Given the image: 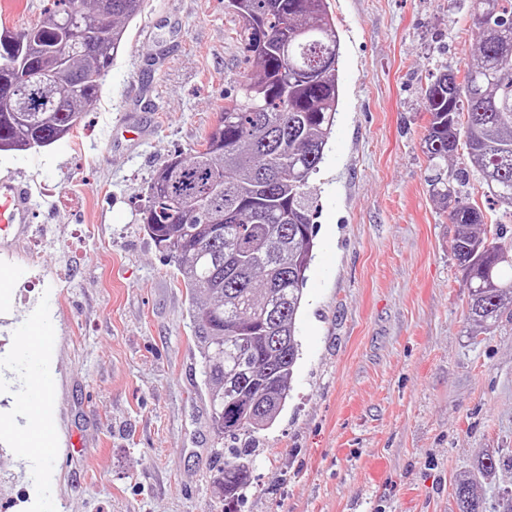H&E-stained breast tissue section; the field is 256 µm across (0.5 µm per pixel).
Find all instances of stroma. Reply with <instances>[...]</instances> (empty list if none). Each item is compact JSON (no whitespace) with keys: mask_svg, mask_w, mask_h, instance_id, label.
<instances>
[{"mask_svg":"<svg viewBox=\"0 0 512 512\" xmlns=\"http://www.w3.org/2000/svg\"><path fill=\"white\" fill-rule=\"evenodd\" d=\"M341 42L336 124L316 174L314 259L288 401L256 438L251 485L225 502L190 297L140 211L190 156L245 70L224 0H146L73 135L0 154L34 191L32 230L0 252V512H453L472 478L512 498V323L477 334L424 153L426 86L466 71L470 0H328ZM60 336L62 421L80 452L43 465L16 436L30 377L18 336ZM498 462L488 478L478 460Z\"/></svg>","mask_w":512,"mask_h":512,"instance_id":"35a3bbf8","label":"stroma"}]
</instances>
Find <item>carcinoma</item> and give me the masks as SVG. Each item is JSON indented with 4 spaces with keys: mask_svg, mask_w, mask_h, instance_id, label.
I'll return each mask as SVG.
<instances>
[{
    "mask_svg": "<svg viewBox=\"0 0 512 512\" xmlns=\"http://www.w3.org/2000/svg\"><path fill=\"white\" fill-rule=\"evenodd\" d=\"M55 0L37 24L0 27L14 68L0 67V152L40 148L70 136L95 101L145 0ZM251 69L242 95L193 156L170 158L151 178L142 221L177 263L191 298L204 386L217 443L218 486L233 501L250 484L252 449L233 445L272 424L299 359L296 318L313 257L315 228L305 187L317 173L339 97L340 39L327 0H225ZM476 63L425 89V154L433 196L457 232L451 252L469 290L468 319L483 332L509 315L512 247L478 227L484 212L464 194L467 167L449 165L459 146L487 193L512 209V0H474ZM98 40L89 61L77 33ZM37 67L69 78L28 83ZM223 187L217 193L213 186ZM182 219L169 223V211ZM456 512H485L467 480L455 484Z\"/></svg>",
    "mask_w": 512,
    "mask_h": 512,
    "instance_id": "obj_1",
    "label": "carcinoma"
}]
</instances>
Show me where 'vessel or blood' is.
<instances>
[{"instance_id":"obj_1","label":"vessel or blood","mask_w":512,"mask_h":512,"mask_svg":"<svg viewBox=\"0 0 512 512\" xmlns=\"http://www.w3.org/2000/svg\"><path fill=\"white\" fill-rule=\"evenodd\" d=\"M33 198L30 184L15 181L5 175L0 177V250L9 249L17 238L29 233ZM59 348L58 336L44 331L36 345L28 348L24 355L31 382L20 404L23 412L35 415L43 432L40 455L46 462L81 446L76 434L70 432L59 418L55 398L63 385L62 378L43 369L45 359L56 354Z\"/></svg>"}]
</instances>
